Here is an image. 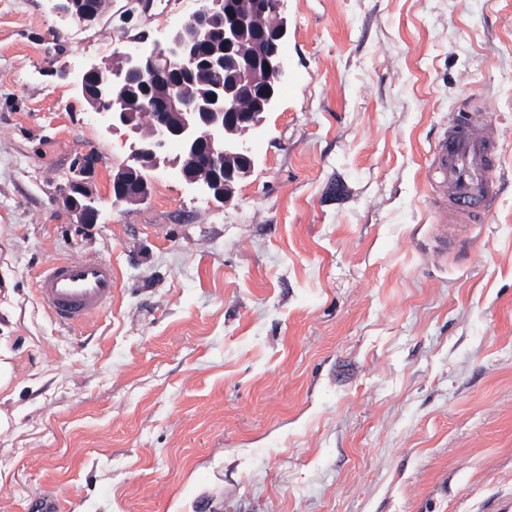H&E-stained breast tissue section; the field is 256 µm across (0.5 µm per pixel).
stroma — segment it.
I'll return each mask as SVG.
<instances>
[{
  "instance_id": "stroma-1",
  "label": "stroma",
  "mask_w": 512,
  "mask_h": 512,
  "mask_svg": "<svg viewBox=\"0 0 512 512\" xmlns=\"http://www.w3.org/2000/svg\"><path fill=\"white\" fill-rule=\"evenodd\" d=\"M182 0L87 25L0 0V512H503L512 506V0H287L288 81L227 204L167 171L112 206L133 134L68 74L162 38ZM495 101L494 209L435 255L426 157ZM96 223L61 191L77 157ZM112 264L58 324L54 260ZM112 265L77 256L43 266L35 292L42 306L62 325L75 326L112 306Z\"/></svg>"
}]
</instances>
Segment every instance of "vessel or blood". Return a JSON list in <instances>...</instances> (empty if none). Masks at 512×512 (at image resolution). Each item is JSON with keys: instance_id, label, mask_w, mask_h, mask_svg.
<instances>
[{"instance_id": "vessel-or-blood-1", "label": "vessel or blood", "mask_w": 512, "mask_h": 512, "mask_svg": "<svg viewBox=\"0 0 512 512\" xmlns=\"http://www.w3.org/2000/svg\"><path fill=\"white\" fill-rule=\"evenodd\" d=\"M501 130L481 102L464 100L436 137L427 158V187L439 253L456 249L465 231L484 223L492 210ZM110 263L77 256L43 266L35 292L60 324L75 326L112 304Z\"/></svg>"}]
</instances>
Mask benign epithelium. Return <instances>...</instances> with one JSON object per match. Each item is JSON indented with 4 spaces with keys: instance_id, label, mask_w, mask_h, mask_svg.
<instances>
[{
    "instance_id": "7a95c632",
    "label": "benign epithelium",
    "mask_w": 512,
    "mask_h": 512,
    "mask_svg": "<svg viewBox=\"0 0 512 512\" xmlns=\"http://www.w3.org/2000/svg\"><path fill=\"white\" fill-rule=\"evenodd\" d=\"M61 17L83 23L97 21L101 13L96 0H52ZM285 0H250L247 13L238 11L235 0H205L203 7L182 25L172 29L165 40L156 42L144 56L118 51L122 64L108 74L100 64L87 62L72 77L78 95L109 126L127 127L137 135L127 162L112 175V205L137 204L150 195V177L168 164L167 152L176 148L175 165L190 185L224 203L231 200L234 186L248 177L255 156L247 136L262 125L265 114L278 104L276 86L288 79V40ZM273 11L280 24L269 28L265 15ZM262 45L261 53L245 51V41ZM207 76L203 89L185 104L180 89L186 80ZM166 80L164 107L156 117L150 135H140L134 125L136 110L155 102V82ZM251 92L254 108L243 112L240 98ZM97 162L81 157L76 168L82 179L73 182L65 195L70 211L81 224H94L98 204L85 178L94 173Z\"/></svg>"
}]
</instances>
